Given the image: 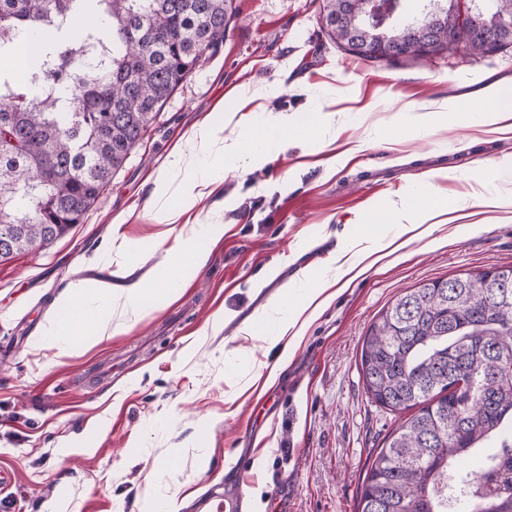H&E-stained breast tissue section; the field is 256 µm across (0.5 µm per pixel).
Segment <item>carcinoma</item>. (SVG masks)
<instances>
[{
	"label": "carcinoma",
	"instance_id": "cac0c4a2",
	"mask_svg": "<svg viewBox=\"0 0 512 512\" xmlns=\"http://www.w3.org/2000/svg\"><path fill=\"white\" fill-rule=\"evenodd\" d=\"M370 16L324 0L322 20L343 49L360 43L426 40L429 54L452 23L448 7L414 32L394 20L407 0H373ZM233 0H0V55L24 32L49 33L27 77L0 75V225L13 248L0 262L62 237L99 201L171 95L224 40ZM92 8L112 36L89 27L79 44L61 35ZM341 19H336V16ZM484 26L512 31V0H492ZM470 49L493 54L460 31ZM512 266L420 283L403 292L364 336V389L390 411L411 410L377 449L358 512H448L446 489L467 512H512ZM483 468L454 474L485 442Z\"/></svg>",
	"mask_w": 512,
	"mask_h": 512
}]
</instances>
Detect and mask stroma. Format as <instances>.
<instances>
[{
  "label": "stroma",
  "mask_w": 512,
  "mask_h": 512,
  "mask_svg": "<svg viewBox=\"0 0 512 512\" xmlns=\"http://www.w3.org/2000/svg\"><path fill=\"white\" fill-rule=\"evenodd\" d=\"M216 50L171 96L83 223L53 244L0 262V469L13 483L0 512H142L175 497L179 512H219L236 472L245 512H357L376 448L400 422L364 389L360 353L379 313L407 288L512 265V132L485 124L483 88L512 94V47L484 55L365 60L339 49L322 24L323 0H233ZM259 91L243 103L237 88ZM456 101L432 127L406 113ZM247 106L240 129L225 115ZM293 122L270 148L269 114ZM224 140L263 152L222 170L203 160L212 192L188 208L223 236L200 239V270L181 269L172 298L124 333L97 342L78 331L71 355L46 341L67 322L65 289L79 278L166 287L183 224H160L151 199L176 143L202 119ZM449 202L466 233L444 224L417 239L387 222L415 198ZM125 250L105 252L111 235ZM404 235L397 259L351 282L334 281L335 256ZM336 296L299 347L277 341V320L244 327L306 289Z\"/></svg>",
  "instance_id": "35a3bbf8"
}]
</instances>
